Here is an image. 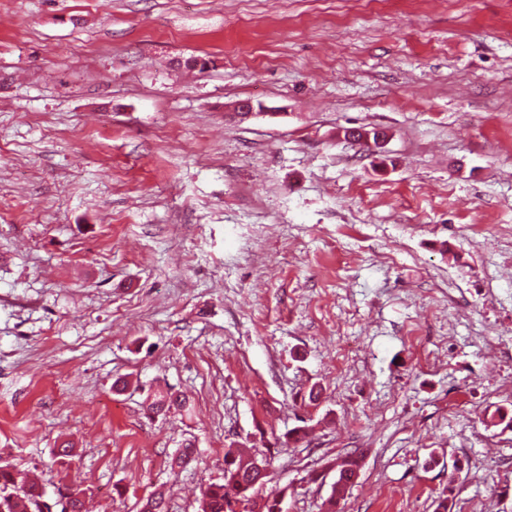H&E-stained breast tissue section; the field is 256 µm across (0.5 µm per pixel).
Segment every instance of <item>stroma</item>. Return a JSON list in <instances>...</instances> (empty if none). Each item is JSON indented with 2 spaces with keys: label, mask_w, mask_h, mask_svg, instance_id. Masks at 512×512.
I'll return each instance as SVG.
<instances>
[{
  "label": "stroma",
  "mask_w": 512,
  "mask_h": 512,
  "mask_svg": "<svg viewBox=\"0 0 512 512\" xmlns=\"http://www.w3.org/2000/svg\"><path fill=\"white\" fill-rule=\"evenodd\" d=\"M500 410L512 0H0V462L197 512L268 448L319 512L359 449L341 512H512Z\"/></svg>",
  "instance_id": "obj_1"
}]
</instances>
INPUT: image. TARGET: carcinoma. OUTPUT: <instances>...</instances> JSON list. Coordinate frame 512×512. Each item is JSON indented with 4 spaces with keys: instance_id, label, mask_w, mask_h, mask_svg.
<instances>
[{
    "instance_id": "1",
    "label": "carcinoma",
    "mask_w": 512,
    "mask_h": 512,
    "mask_svg": "<svg viewBox=\"0 0 512 512\" xmlns=\"http://www.w3.org/2000/svg\"><path fill=\"white\" fill-rule=\"evenodd\" d=\"M186 399L171 393L154 395L149 409L158 413L173 407H186ZM197 449L188 442L178 449L171 460V467L182 468L195 457ZM249 448H231L224 454V475L221 480L207 484L201 491L198 512H249L248 505L259 495L264 482L251 474ZM362 456L355 451L337 462L338 478L332 486L330 497L323 502L322 512H336V497L344 495L349 477L360 471ZM45 487L36 482L17 480L8 465H0V512H43Z\"/></svg>"
}]
</instances>
